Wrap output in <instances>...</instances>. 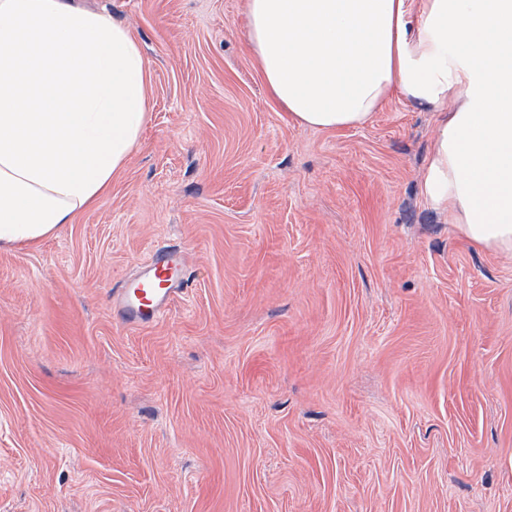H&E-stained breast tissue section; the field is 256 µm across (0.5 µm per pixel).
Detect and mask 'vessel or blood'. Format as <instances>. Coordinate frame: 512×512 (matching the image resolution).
<instances>
[{"label":"vessel or blood","mask_w":512,"mask_h":512,"mask_svg":"<svg viewBox=\"0 0 512 512\" xmlns=\"http://www.w3.org/2000/svg\"><path fill=\"white\" fill-rule=\"evenodd\" d=\"M185 258L172 246H159L150 261L117 292L116 309L132 327L162 318L173 300L185 291Z\"/></svg>","instance_id":"1"}]
</instances>
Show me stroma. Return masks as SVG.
Instances as JSON below:
<instances>
[{
  "label": "stroma",
  "mask_w": 512,
  "mask_h": 512,
  "mask_svg": "<svg viewBox=\"0 0 512 512\" xmlns=\"http://www.w3.org/2000/svg\"><path fill=\"white\" fill-rule=\"evenodd\" d=\"M151 118L96 204L0 250V512H512V255L421 194L435 112L293 123L245 0H86ZM184 295L112 306L154 247Z\"/></svg>",
  "instance_id": "stroma-1"
}]
</instances>
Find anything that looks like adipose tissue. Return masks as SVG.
Listing matches in <instances>:
<instances>
[{"label": "adipose tissue", "instance_id": "ef3b65f1", "mask_svg": "<svg viewBox=\"0 0 512 512\" xmlns=\"http://www.w3.org/2000/svg\"><path fill=\"white\" fill-rule=\"evenodd\" d=\"M265 87L298 125L358 127L392 97L438 114L421 190L512 253V0H246ZM130 29L81 0H0V249L72 223L149 121Z\"/></svg>", "mask_w": 512, "mask_h": 512}]
</instances>
